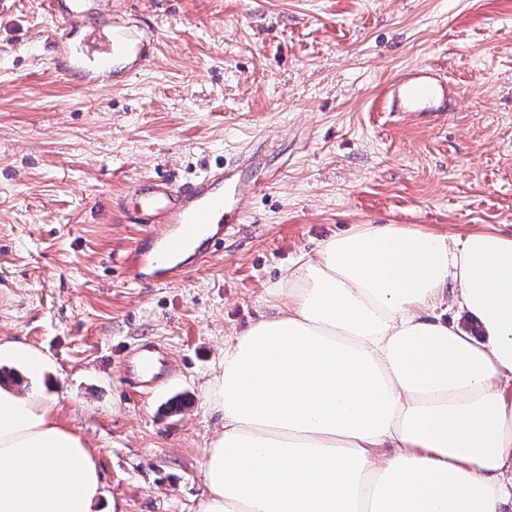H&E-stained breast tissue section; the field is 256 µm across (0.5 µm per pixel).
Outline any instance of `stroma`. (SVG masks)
<instances>
[{
	"instance_id": "1",
	"label": "stroma",
	"mask_w": 512,
	"mask_h": 512,
	"mask_svg": "<svg viewBox=\"0 0 512 512\" xmlns=\"http://www.w3.org/2000/svg\"><path fill=\"white\" fill-rule=\"evenodd\" d=\"M154 38L123 86L50 65L45 0H0V341L48 364L27 386L94 449L106 512H198L224 424V342L275 314L270 289L357 224L512 234V0H112ZM429 63L446 115L387 111ZM238 161L242 224L171 283L125 280L140 235L117 197ZM164 353L154 377L129 365Z\"/></svg>"
}]
</instances>
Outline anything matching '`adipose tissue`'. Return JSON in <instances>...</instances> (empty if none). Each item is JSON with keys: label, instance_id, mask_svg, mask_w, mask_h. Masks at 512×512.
Returning <instances> with one entry per match:
<instances>
[{"label": "adipose tissue", "instance_id": "adipose-tissue-1", "mask_svg": "<svg viewBox=\"0 0 512 512\" xmlns=\"http://www.w3.org/2000/svg\"><path fill=\"white\" fill-rule=\"evenodd\" d=\"M224 344L198 512H503L512 502V236L364 224ZM480 325L476 340L440 310ZM0 385V512H96L92 449Z\"/></svg>", "mask_w": 512, "mask_h": 512}]
</instances>
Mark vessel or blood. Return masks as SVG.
<instances>
[{
	"label": "vessel or blood",
	"instance_id": "obj_1",
	"mask_svg": "<svg viewBox=\"0 0 512 512\" xmlns=\"http://www.w3.org/2000/svg\"><path fill=\"white\" fill-rule=\"evenodd\" d=\"M88 0H47L46 8L57 21L52 34V63L61 75L77 76L94 83L109 76L125 82L148 62L154 41L141 27L115 14H106L112 30L99 48L75 47L76 19L86 17ZM457 88L436 67L409 68L385 90L392 112L439 115L446 112ZM263 189L262 184L234 181L224 167L207 171L192 182L175 184L165 179L143 181L132 191L134 202L122 211L130 223L140 225L142 235L121 260L127 276L136 283L161 284L184 271V257L205 259L221 245L220 238L206 237L210 224L224 220L232 225L242 211L241 202Z\"/></svg>",
	"mask_w": 512,
	"mask_h": 512
}]
</instances>
